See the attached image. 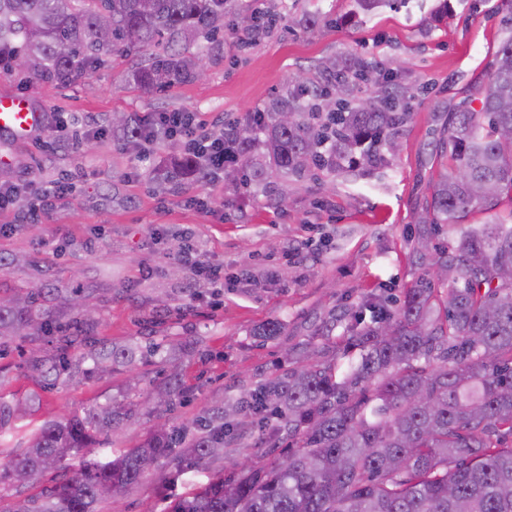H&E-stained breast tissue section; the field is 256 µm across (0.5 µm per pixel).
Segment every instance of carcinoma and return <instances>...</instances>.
Wrapping results in <instances>:
<instances>
[{"instance_id":"carcinoma-1","label":"carcinoma","mask_w":512,"mask_h":512,"mask_svg":"<svg viewBox=\"0 0 512 512\" xmlns=\"http://www.w3.org/2000/svg\"><path fill=\"white\" fill-rule=\"evenodd\" d=\"M396 0H353L372 15ZM235 0H0V73L22 84L70 85L122 54L151 48L133 80L150 91L197 80L203 56L221 49L224 17ZM251 28H271L274 10L245 9ZM325 82L273 100L224 124V173L253 193L272 180L334 175L357 164L383 165L408 119L398 111L399 83L360 56L322 64ZM379 95L362 106L357 82L373 71ZM481 107L448 113L432 192L417 213L413 258L426 269L396 298L382 285L347 314L343 339L288 351V367L207 411L189 438L155 431L138 448L106 461L86 458L97 436L120 415L95 404L83 415L44 422L6 467L0 486L30 483L52 471V484L8 512H101V504L142 483L159 459L178 481L193 462L218 461L224 447L255 426L273 446L272 460L251 459L173 501L170 512H512V18L505 21ZM112 132L139 143L145 116H123ZM178 159L160 185L199 175L202 158L168 147ZM457 235L455 246L435 242ZM39 293L0 299V338L37 341L53 326ZM83 317L57 337L54 354L30 357L51 383L87 361L97 370L152 356L162 344L108 346ZM72 348L83 350L76 360ZM188 387L175 374L157 390L171 404ZM29 399L0 397V448L30 415ZM82 458L78 469L64 465Z\"/></svg>"}]
</instances>
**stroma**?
<instances>
[{
  "instance_id": "stroma-1",
  "label": "stroma",
  "mask_w": 512,
  "mask_h": 512,
  "mask_svg": "<svg viewBox=\"0 0 512 512\" xmlns=\"http://www.w3.org/2000/svg\"><path fill=\"white\" fill-rule=\"evenodd\" d=\"M277 7L281 24L240 48L239 29L224 27V54L206 63L204 78L164 91H148L130 72L145 55L133 52L87 73L76 84L20 85L0 74V92L30 98L37 111L68 112L75 134L0 146V182H50L72 176L74 188L45 211L39 223L0 237V297L42 286L50 289L51 316L72 322L76 308L64 297H90L102 319L95 333L107 343L141 344L166 336L171 347L135 368L35 378L26 343L0 350V391L31 396L32 413L19 424L27 440L43 422L82 405L112 402L136 409L115 424L102 443L121 453L142 445L158 427L193 429L207 408L236 400L273 377L287 349L311 341L332 313L355 307L381 285L396 289L421 270L410 258L408 237L417 210L431 192L430 144L452 106L475 103L512 0H448V16L431 14L438 0H408L367 18L351 17L350 0H242ZM318 14L315 25L295 19ZM359 55L397 71L400 106L411 117L386 167L370 175L344 173L332 184L303 179L283 188L285 206L224 182L156 190L154 172L163 147L143 152L119 137L91 139V121L111 126L112 115L189 111L208 129L224 117L265 109L299 85L322 81L330 57ZM209 194L210 211L186 206L185 197ZM194 230L199 254L223 264L221 301L213 288L179 267L182 230ZM279 319L272 340L258 327ZM188 388L176 406L159 402L155 388L172 372ZM267 444L248 436L230 446L222 463H199L177 483L164 467L105 507L104 512H168L174 496L208 481L216 466L232 470L244 458L267 460Z\"/></svg>"
}]
</instances>
